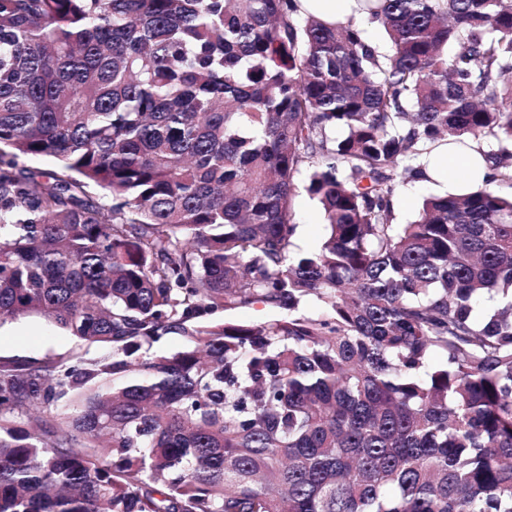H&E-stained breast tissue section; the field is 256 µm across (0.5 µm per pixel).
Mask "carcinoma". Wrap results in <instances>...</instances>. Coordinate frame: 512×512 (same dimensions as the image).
Wrapping results in <instances>:
<instances>
[{
	"label": "carcinoma",
	"instance_id": "obj_1",
	"mask_svg": "<svg viewBox=\"0 0 512 512\" xmlns=\"http://www.w3.org/2000/svg\"><path fill=\"white\" fill-rule=\"evenodd\" d=\"M365 10L0 0V324L110 350L0 363V512H512V0ZM463 136L485 186L393 223ZM302 14H312L327 23L343 22L360 16L359 0H298ZM294 222L298 224L296 243L301 250L316 249L323 239V216L313 200L302 186L292 198Z\"/></svg>",
	"mask_w": 512,
	"mask_h": 512
}]
</instances>
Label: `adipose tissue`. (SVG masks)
<instances>
[{
	"label": "adipose tissue",
	"mask_w": 512,
	"mask_h": 512,
	"mask_svg": "<svg viewBox=\"0 0 512 512\" xmlns=\"http://www.w3.org/2000/svg\"><path fill=\"white\" fill-rule=\"evenodd\" d=\"M429 182L440 183L454 194L462 193L468 183L483 180L487 165L476 145L449 144L433 151L424 160Z\"/></svg>",
	"instance_id": "obj_1"
}]
</instances>
